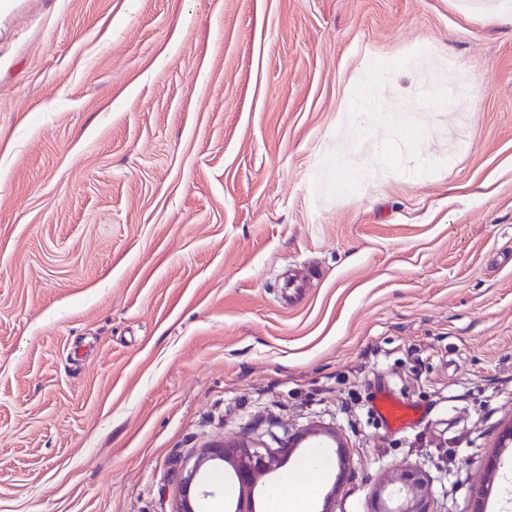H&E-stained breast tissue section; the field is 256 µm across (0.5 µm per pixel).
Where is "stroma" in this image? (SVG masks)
<instances>
[{"label": "stroma", "mask_w": 512, "mask_h": 512, "mask_svg": "<svg viewBox=\"0 0 512 512\" xmlns=\"http://www.w3.org/2000/svg\"><path fill=\"white\" fill-rule=\"evenodd\" d=\"M501 2L0 0V512H176L242 438L199 512H271L319 427L306 512H512ZM412 407L408 402L396 398L388 391L377 395L374 415L383 427L402 430L410 424ZM247 440L234 442H221L205 448L191 467L185 465L184 476L181 482V498L178 512H196L194 501L200 497L214 495V490H208L197 480L202 466L211 462L215 465L221 462H232L238 482H245L251 487L257 480L277 466L276 456L272 453H263ZM387 485H399L393 492L404 494V503L396 510L389 509L378 493L377 512H430V492L427 478L420 471H404L392 474Z\"/></svg>", "instance_id": "1"}]
</instances>
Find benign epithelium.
<instances>
[{
	"instance_id": "obj_1",
	"label": "benign epithelium",
	"mask_w": 512,
	"mask_h": 512,
	"mask_svg": "<svg viewBox=\"0 0 512 512\" xmlns=\"http://www.w3.org/2000/svg\"><path fill=\"white\" fill-rule=\"evenodd\" d=\"M224 461L233 464L238 481L251 486L277 466L274 454L262 452L245 439L214 444L204 449L192 466L184 467L178 512H196L195 500L214 495V491L197 480V475L205 464L211 462L218 465ZM387 484L397 486L396 492L404 494V503L398 509L392 510L381 501L377 512H430L429 484L422 472L415 470L394 473L388 478Z\"/></svg>"
}]
</instances>
